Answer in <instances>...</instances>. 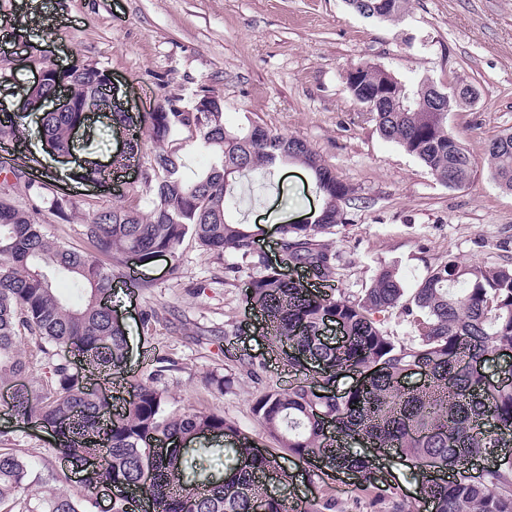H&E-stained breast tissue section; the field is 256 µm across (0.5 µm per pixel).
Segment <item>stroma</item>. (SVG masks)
<instances>
[{
  "label": "stroma",
  "instance_id": "obj_1",
  "mask_svg": "<svg viewBox=\"0 0 512 512\" xmlns=\"http://www.w3.org/2000/svg\"><path fill=\"white\" fill-rule=\"evenodd\" d=\"M24 47L62 68L106 67L137 117L127 131L100 134L96 156L104 162L125 140L141 146L136 165L102 186L76 179L74 163L46 152L35 122H27V147L40 173L78 206L64 224L41 211L51 236L81 247L89 213L145 205V190L130 187L154 154L143 116L167 98L190 104L208 88L224 102L228 129L253 121L301 138L356 188L359 202L345 207L327 237L338 255L336 274L315 283V293L359 295L391 262L410 287L450 259L512 262V193L490 180L483 148L486 138L512 128V0H409L397 22L362 17L344 0H0V76L6 78L0 99L17 95L36 77L16 60ZM362 59L404 81L477 88L473 106L448 116L474 160L465 188L439 184L418 160L380 137L341 79ZM240 196L237 217L258 226L256 248L271 264L279 254L277 224L305 220L321 206L308 171L296 163L280 165L270 178L249 175ZM260 273L248 261L204 252L191 241L176 256L146 265L132 258L113 264V303L129 352L121 369L95 378L96 387L128 398L131 383L146 379L157 360H173L176 370L160 385L174 414L223 413L260 447L274 450L250 406L260 394L288 387L294 376L263 338L259 314L245 303ZM143 279L148 287H140ZM149 310L158 320L146 329L141 315ZM243 353L260 362L257 374L240 369L236 357ZM213 375L228 379L223 392L206 387ZM12 393L0 386V426L8 428L0 433V447L30 462L33 476L63 470L47 433L12 423ZM297 494L334 497L336 512H391L390 502L371 505L369 494L349 482H302Z\"/></svg>",
  "mask_w": 512,
  "mask_h": 512
}]
</instances>
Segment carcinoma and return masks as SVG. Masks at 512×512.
Wrapping results in <instances>:
<instances>
[{
	"label": "carcinoma",
	"instance_id": "cac0c4a2",
	"mask_svg": "<svg viewBox=\"0 0 512 512\" xmlns=\"http://www.w3.org/2000/svg\"><path fill=\"white\" fill-rule=\"evenodd\" d=\"M356 13L396 22L407 0H345ZM354 101L362 106L380 136L418 159L432 177L450 189L469 182L473 161L462 137L448 127V115L472 105L477 95L425 79L404 82L384 68L361 60L342 75ZM65 80L78 107L103 100L111 92L108 70L88 66L77 73L54 68L19 107L0 118V137L21 143L22 120L41 112L45 145L59 154L74 147L73 130L82 112H45L41 101ZM167 99L146 117L156 145L141 171L148 211L136 205L99 209L84 224L86 247L50 239L37 220L48 201L67 216L69 201L45 181L29 177L28 166L10 169L0 183V383L32 374L21 344L26 337L48 345L50 377L16 390L15 411L51 431L54 450L76 468L106 453L104 465L85 473L87 495L76 499L49 473L31 488L32 466L11 448H0V506L23 503L22 512H91L99 492L123 486L130 496L112 501V512H289L286 498L266 493L274 474L286 485L291 476L281 461L292 458L309 474H356L358 486L377 504L394 487L376 474L374 454L355 453L351 445L395 453L389 475L413 470L424 486L423 503L432 512H512V461L499 449L512 447V382L486 372V355L512 345V264L463 265L454 259L428 269L414 288L406 286L394 264L382 266L353 299L318 295L287 279L253 249L256 233L237 213L239 178L259 170L274 174L294 161L312 175L322 208L309 224H281L280 252L314 278L330 280L337 255L324 235L340 223L343 208L358 200L355 188L336 176L306 142L273 134L256 123L232 131L224 126L223 101L209 90L175 112ZM196 143L212 157L206 169L191 171L183 149ZM484 153L494 183L512 193V129L485 141ZM23 185L29 204L18 206L10 192ZM201 250L251 259L263 268L251 282L246 303L263 318L265 338L280 352L295 382L271 389L252 405V413L274 440L276 452L260 454L258 444L236 422L216 412L182 415L167 412L166 390L159 380L169 365L161 360L147 382H135L123 410L109 406L88 389V371L105 373L121 366L127 353L125 330L112 320L102 297L112 291V269L99 259L122 262L137 256L145 263L174 254L185 239ZM63 279L82 284L84 297L74 304L58 291ZM398 313L412 327L400 341L384 329ZM340 327L343 342L324 339L327 324ZM420 383L403 386L411 368ZM350 374L363 384L321 392ZM167 444L155 455V442ZM224 456V475L215 481L209 461ZM151 473L147 483L143 474Z\"/></svg>",
	"mask_w": 512,
	"mask_h": 512
}]
</instances>
